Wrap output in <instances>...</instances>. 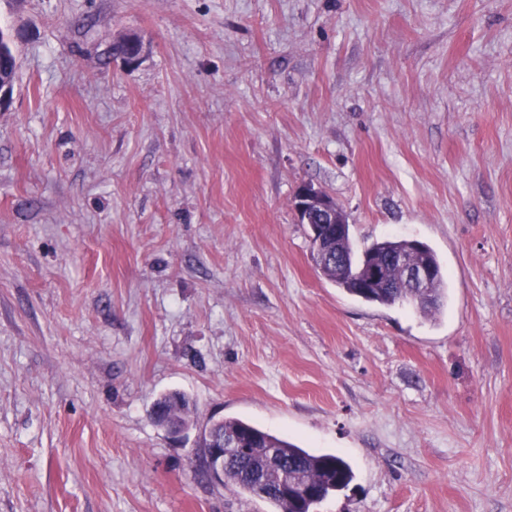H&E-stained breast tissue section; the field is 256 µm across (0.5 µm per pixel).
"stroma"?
<instances>
[{
	"instance_id": "obj_1",
	"label": "stroma",
	"mask_w": 512,
	"mask_h": 512,
	"mask_svg": "<svg viewBox=\"0 0 512 512\" xmlns=\"http://www.w3.org/2000/svg\"><path fill=\"white\" fill-rule=\"evenodd\" d=\"M0 30V512H270L201 468L213 416L347 460L317 512H512V0H0ZM305 184L356 248L426 242L442 313L324 278ZM295 202L294 207L299 219H302V224H307L309 227L310 241L315 253L320 258L331 259V246L328 243V238L331 236L332 229L329 225L336 228L337 237L340 226L345 227L348 224L344 214L334 199L323 190L311 185L301 187Z\"/></svg>"
}]
</instances>
